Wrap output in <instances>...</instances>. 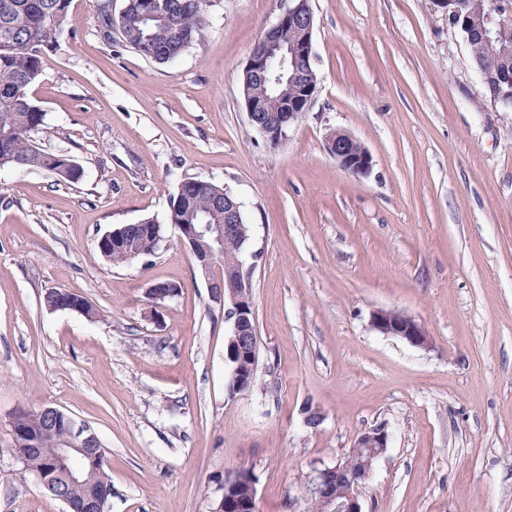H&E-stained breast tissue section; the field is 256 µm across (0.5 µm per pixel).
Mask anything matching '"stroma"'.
I'll return each mask as SVG.
<instances>
[{"instance_id":"35a3bbf8","label":"stroma","mask_w":512,"mask_h":512,"mask_svg":"<svg viewBox=\"0 0 512 512\" xmlns=\"http://www.w3.org/2000/svg\"><path fill=\"white\" fill-rule=\"evenodd\" d=\"M72 0L30 97L35 135L82 178L0 169V512H65L14 452L21 408L53 406L108 451L105 512H211L246 469L257 512H304L316 468L382 430L363 512H512V110L430 0H311L317 92L273 146L240 77L285 0H214L203 39L167 64L99 34ZM343 129L368 176L325 150ZM241 201L259 359L228 396L230 324L177 228L179 184ZM167 225L153 256L113 264L100 238ZM179 285L151 303L147 288ZM61 288L101 311L48 309ZM422 323L416 348L372 314ZM317 412V427L306 423ZM325 150L341 169L350 174L364 177L372 169L373 158L369 150L345 130H329L325 136Z\"/></svg>"}]
</instances>
